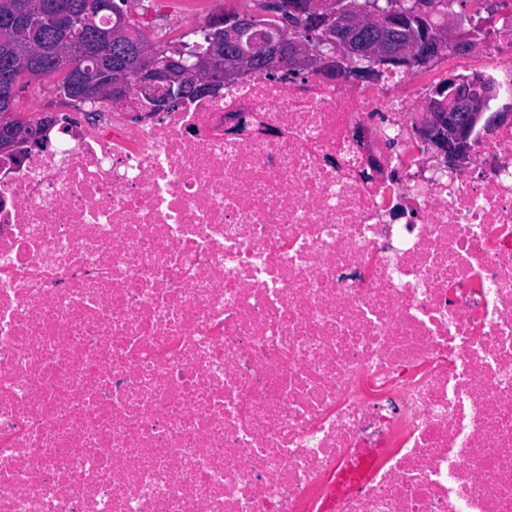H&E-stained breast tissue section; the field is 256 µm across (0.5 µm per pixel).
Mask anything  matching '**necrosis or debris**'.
Listing matches in <instances>:
<instances>
[{
  "instance_id": "necrosis-or-debris-1",
  "label": "necrosis or debris",
  "mask_w": 512,
  "mask_h": 512,
  "mask_svg": "<svg viewBox=\"0 0 512 512\" xmlns=\"http://www.w3.org/2000/svg\"><path fill=\"white\" fill-rule=\"evenodd\" d=\"M359 85L59 110L0 157V512H512V0ZM503 118L443 169L427 78ZM452 33L453 31L448 30V33L442 35L440 39L425 44L416 41H410L404 52L403 58L406 60V64L404 66L408 68L418 67V59H421V57L428 54H436L438 51L443 49L447 43H450L451 39L453 38ZM444 50H448V45L444 48ZM437 55L438 54L431 58L425 59V63L432 60Z\"/></svg>"
}]
</instances>
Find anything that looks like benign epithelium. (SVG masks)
<instances>
[{
    "label": "benign epithelium",
    "mask_w": 512,
    "mask_h": 512,
    "mask_svg": "<svg viewBox=\"0 0 512 512\" xmlns=\"http://www.w3.org/2000/svg\"><path fill=\"white\" fill-rule=\"evenodd\" d=\"M312 13L314 24L326 29L329 42L338 44V48L348 51L349 39L364 27L383 21L386 14L378 18H366L353 13L351 8L336 9L335 0H309L308 6L293 4L288 9V21L274 26L264 32H251L249 18H242L235 24L227 25L217 20L203 31L204 43H197L191 48H182L174 56L152 49L145 51L137 45L129 46L135 55L136 91L128 90L125 78L118 76L107 83L84 72L74 75L67 87L71 96L93 99L103 93L107 94L112 104L121 109L144 106L153 112H164L170 103L179 99L187 88V79L195 77L194 87L208 95L218 92L224 84L233 81L243 71L250 69L252 62L250 46L259 37L263 38L270 50L268 66L280 68L288 65L293 71L323 70L332 73L330 54L317 47H311L289 36L294 29L293 20H301L306 13ZM112 32L102 36L92 35L88 48L97 49L101 44L111 40V33L128 30L127 16L114 13ZM90 20L85 14L78 18L69 12H60L55 16L56 27L70 31ZM27 22V13L19 8L8 15H0V40L8 43L13 53L30 62L33 59L34 43L20 44L14 39V30ZM452 39L448 32L428 43L411 41L408 43L404 59L406 67L418 66V59L428 54H435L443 49ZM21 92L18 83L6 76L0 77V101L12 100ZM495 93L489 86L477 91L460 79L448 81V93L439 101L435 98L425 103L426 120L420 130V136L434 150L442 163L459 167L470 159L465 145L466 130L462 125H470L481 120ZM50 117L40 115L29 117L19 126L11 123L10 115L0 117V155L10 157L19 153L21 145L38 148L47 144L44 140L43 127Z\"/></svg>",
    "instance_id": "7a95c632"
}]
</instances>
